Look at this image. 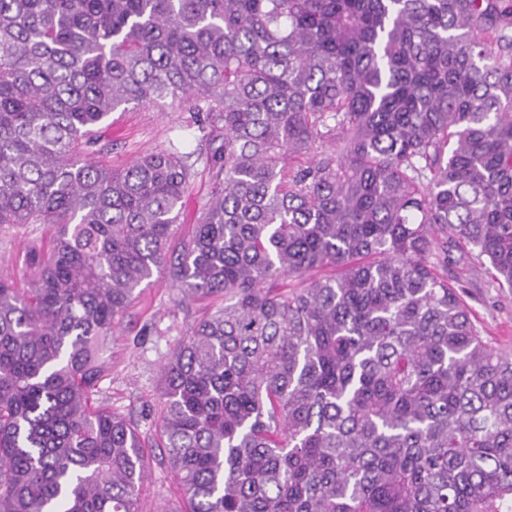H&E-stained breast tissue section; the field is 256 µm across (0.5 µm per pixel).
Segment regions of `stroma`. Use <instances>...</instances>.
<instances>
[{"label":"stroma","instance_id":"stroma-1","mask_svg":"<svg viewBox=\"0 0 512 512\" xmlns=\"http://www.w3.org/2000/svg\"><path fill=\"white\" fill-rule=\"evenodd\" d=\"M98 135L105 147L99 161L115 168L172 143L185 153L206 148L202 132L190 123L188 113L172 108L158 112L137 107L113 113L110 122L99 126ZM212 190L209 170L196 165L183 200L178 236L193 233ZM51 233L47 224H0V272L12 276L17 287H25L18 258L28 248L47 245ZM447 274L461 286L482 335L512 346V290L490 287L485 273L460 264H450ZM215 304L212 298H183L179 289L165 283L144 289L121 317L103 355L106 371L93 398L132 423L149 461L138 496V512H179L184 506L156 443L161 405L158 376L174 346Z\"/></svg>","mask_w":512,"mask_h":512}]
</instances>
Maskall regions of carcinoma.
<instances>
[{"label": "carcinoma", "instance_id": "cac0c4a2", "mask_svg": "<svg viewBox=\"0 0 512 512\" xmlns=\"http://www.w3.org/2000/svg\"><path fill=\"white\" fill-rule=\"evenodd\" d=\"M512 0H0V512H138L92 402L136 291L222 297L160 370L186 512H512V354L448 263L512 289ZM178 104L191 154L114 169L97 127ZM213 187L211 173L202 163H198L183 200L182 215L177 230L178 237H188L193 233L195 224H199L201 219L202 205L211 194ZM52 233L49 224H0V271L15 279L17 288H26L17 262L29 247L46 246Z\"/></svg>", "mask_w": 512, "mask_h": 512}]
</instances>
